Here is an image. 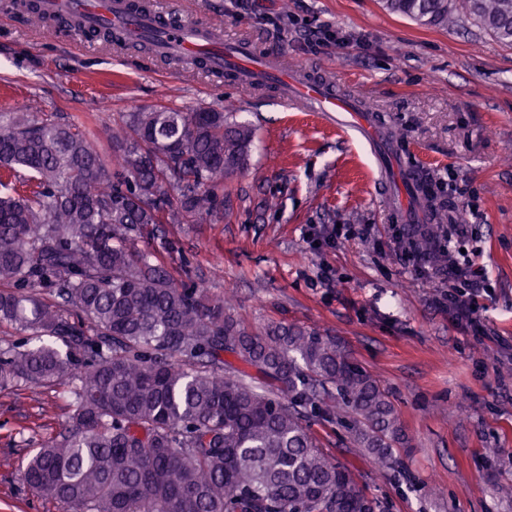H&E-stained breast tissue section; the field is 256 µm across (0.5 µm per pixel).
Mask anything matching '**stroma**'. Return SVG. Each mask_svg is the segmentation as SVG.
I'll list each match as a JSON object with an SVG mask.
<instances>
[{"mask_svg": "<svg viewBox=\"0 0 512 512\" xmlns=\"http://www.w3.org/2000/svg\"><path fill=\"white\" fill-rule=\"evenodd\" d=\"M165 16L219 25L283 64L355 98L378 125L369 144L313 112L140 47H105L35 27L0 0V112L36 107L83 123L104 160L126 113L165 106L235 113L256 128L247 169L224 183L211 224H162L136 242L160 250L210 295L234 293L249 326L285 322L335 337L380 382L405 444L378 471L339 426L312 422L323 448L348 465L382 512H512V46L466 14L430 27L382 0H152ZM328 25L326 42L296 21ZM413 194L390 209L380 178ZM446 221H438V214ZM343 224L345 239L316 245L310 227ZM370 225L369 238L358 234ZM393 224L465 233L453 259L476 256L485 337L438 305L450 258L428 276L404 268ZM73 414L59 388L0 390V512H64L21 478L32 448Z\"/></svg>", "mask_w": 512, "mask_h": 512, "instance_id": "35a3bbf8", "label": "stroma"}]
</instances>
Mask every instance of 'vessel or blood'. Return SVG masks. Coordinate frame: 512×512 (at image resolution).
Wrapping results in <instances>:
<instances>
[{
    "label": "vessel or blood",
    "instance_id": "obj_1",
    "mask_svg": "<svg viewBox=\"0 0 512 512\" xmlns=\"http://www.w3.org/2000/svg\"><path fill=\"white\" fill-rule=\"evenodd\" d=\"M49 13L68 12L82 17L85 25H109L124 31L129 38L150 41L161 53L193 59L206 56L208 69L222 72L232 66L242 85L258 88L266 77L274 84L285 102L302 112H318L331 123H338L341 113L350 111V103L327 84L307 76L302 70H285L269 64L257 71L254 52L243 41L228 42L224 34L207 25L191 22L171 24L159 12L138 14L128 0H41Z\"/></svg>",
    "mask_w": 512,
    "mask_h": 512
}]
</instances>
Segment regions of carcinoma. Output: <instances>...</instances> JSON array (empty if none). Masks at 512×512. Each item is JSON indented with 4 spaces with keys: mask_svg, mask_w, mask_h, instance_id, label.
<instances>
[{
    "mask_svg": "<svg viewBox=\"0 0 512 512\" xmlns=\"http://www.w3.org/2000/svg\"><path fill=\"white\" fill-rule=\"evenodd\" d=\"M385 5L443 28L462 8L512 45V0ZM17 7L50 20L38 0ZM77 33L122 44L110 28ZM254 135L215 109L142 108L111 131L109 169L81 125L0 113V326L28 334L0 349V389L63 385L74 406L23 469L40 499L66 512H376L304 412L386 466L404 435L377 379L315 330L249 328L134 246L152 224L222 215Z\"/></svg>",
    "mask_w": 512,
    "mask_h": 512,
    "instance_id": "obj_1",
    "label": "carcinoma"
}]
</instances>
